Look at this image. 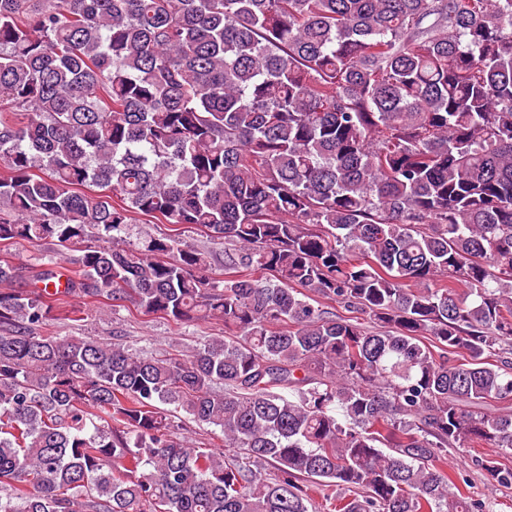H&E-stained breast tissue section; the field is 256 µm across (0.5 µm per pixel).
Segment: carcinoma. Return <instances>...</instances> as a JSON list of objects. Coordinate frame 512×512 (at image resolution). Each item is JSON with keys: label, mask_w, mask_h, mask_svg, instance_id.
I'll use <instances>...</instances> for the list:
<instances>
[{"label": "carcinoma", "mask_w": 512, "mask_h": 512, "mask_svg": "<svg viewBox=\"0 0 512 512\" xmlns=\"http://www.w3.org/2000/svg\"><path fill=\"white\" fill-rule=\"evenodd\" d=\"M48 241L63 284L0 259V512H489L473 443L512 487V0H0V244ZM127 301L229 336L43 333ZM180 228L179 231L170 232L169 229ZM187 229H183L182 226H174L172 224H133L128 231L127 241L135 242L140 235L145 234L146 232L161 235L165 233H178ZM180 236L183 243L186 245L204 248L211 252L212 254V272L219 273L224 272V243H212L207 239L206 236H202L203 234L197 230L185 231L181 233ZM180 432L183 433V436H189L203 444L201 445L202 447L215 444L221 446V449L224 450V437L218 429L205 425L199 426L195 422L188 420L186 421L185 430ZM487 454H492L491 448L448 449V467L458 473L461 489H467L475 498L485 501L490 510L512 512V488L499 487L486 472L478 470L472 464L475 456Z\"/></svg>", "instance_id": "1"}]
</instances>
